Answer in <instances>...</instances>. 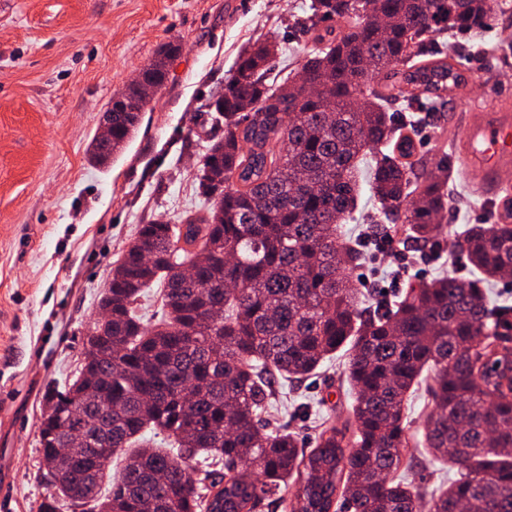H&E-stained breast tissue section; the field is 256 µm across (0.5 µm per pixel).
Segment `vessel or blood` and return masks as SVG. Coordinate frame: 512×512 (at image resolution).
Returning a JSON list of instances; mask_svg holds the SVG:
<instances>
[{"label":"vessel or blood","instance_id":"b4317fda","mask_svg":"<svg viewBox=\"0 0 512 512\" xmlns=\"http://www.w3.org/2000/svg\"><path fill=\"white\" fill-rule=\"evenodd\" d=\"M465 138L470 146L467 166L479 171L489 195H496L495 169L512 161V120L484 114L467 126Z\"/></svg>","mask_w":512,"mask_h":512}]
</instances>
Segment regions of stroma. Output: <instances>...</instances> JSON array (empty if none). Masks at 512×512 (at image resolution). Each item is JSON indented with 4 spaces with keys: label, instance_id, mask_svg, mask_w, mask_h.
<instances>
[{
    "label": "stroma",
    "instance_id": "obj_1",
    "mask_svg": "<svg viewBox=\"0 0 512 512\" xmlns=\"http://www.w3.org/2000/svg\"><path fill=\"white\" fill-rule=\"evenodd\" d=\"M310 0H0V483L9 494L0 512H38L37 428L48 384H63L82 360L112 264L142 224L179 223L203 215L194 190L201 160L223 126L206 104L222 92L237 54L257 38H277L274 74L300 69L295 32ZM494 15L479 43L457 38L468 85L416 136L428 159L452 154L454 198L439 248L395 239L379 253L370 220L342 225V241L361 242L363 260L350 276L358 287L396 301L407 283L472 268L455 248L469 224L499 220L478 175L464 165L470 119L484 112L512 117V0H488ZM183 49L168 79L111 167L95 169L86 148L101 110L171 40ZM345 356L316 375L275 388L271 423L316 447L325 424L342 425L353 402L343 377ZM432 379L408 402L407 480L444 490L458 477L431 458L422 423Z\"/></svg>",
    "mask_w": 512,
    "mask_h": 512
}]
</instances>
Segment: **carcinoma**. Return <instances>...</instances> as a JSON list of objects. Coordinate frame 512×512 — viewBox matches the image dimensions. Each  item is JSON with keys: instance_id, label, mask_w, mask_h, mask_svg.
Segmentation results:
<instances>
[{"instance_id": "carcinoma-1", "label": "carcinoma", "mask_w": 512, "mask_h": 512, "mask_svg": "<svg viewBox=\"0 0 512 512\" xmlns=\"http://www.w3.org/2000/svg\"><path fill=\"white\" fill-rule=\"evenodd\" d=\"M333 20L347 29L321 27ZM488 25L486 0H311L294 27L309 36L301 69L318 86L313 97L290 75L269 83L273 38L240 51L214 109L224 137L198 170L207 214L141 225L101 299L112 320L94 326L88 385L75 376L43 395L56 411L41 449L52 512L62 501L81 512H255L277 493L291 512H423L424 493L398 472L407 396L426 369L435 386L425 447L459 472L429 512H512V388L491 384L483 363L512 353V321L506 309L492 315L480 286L512 272V206L457 240L479 277L423 282L390 305L361 307L347 274L361 253L339 243L357 208L352 169L368 152L380 233L404 226L405 241L440 244L454 161L416 157L412 134L465 84L448 34ZM181 48L163 45L144 81L165 82ZM140 118L113 107L112 141L92 140L90 161L110 163ZM181 265L194 276H180ZM154 282L162 316L147 326L136 304ZM345 347L352 420L324 429L305 456L261 416L279 381ZM79 425L95 447L125 455L119 472L110 459L85 466L89 448L57 456L53 446ZM148 427L176 452H126Z\"/></svg>"}]
</instances>
